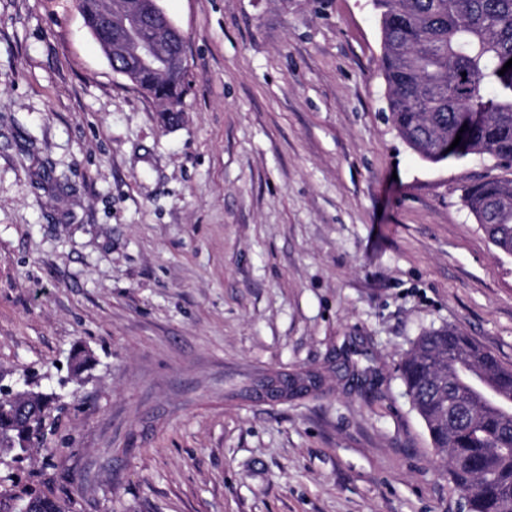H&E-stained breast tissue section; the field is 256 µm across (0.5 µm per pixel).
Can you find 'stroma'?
<instances>
[{
	"instance_id": "1",
	"label": "stroma",
	"mask_w": 512,
	"mask_h": 512,
	"mask_svg": "<svg viewBox=\"0 0 512 512\" xmlns=\"http://www.w3.org/2000/svg\"><path fill=\"white\" fill-rule=\"evenodd\" d=\"M182 117L77 0H0V372L64 406L0 464L73 512H461L397 370L453 325L512 367V257L387 121L373 0H159ZM91 358L67 382L75 351ZM316 370L285 403L240 389ZM130 82L137 84L166 106L165 112L161 113V119L168 123L178 118V107L190 89L186 70L183 76L179 73L174 77L165 78L156 71L142 67L134 72V81Z\"/></svg>"
}]
</instances>
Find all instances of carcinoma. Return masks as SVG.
I'll list each match as a JSON object with an SVG mask.
<instances>
[{
    "mask_svg": "<svg viewBox=\"0 0 512 512\" xmlns=\"http://www.w3.org/2000/svg\"><path fill=\"white\" fill-rule=\"evenodd\" d=\"M381 11L382 74L389 120L424 161L469 154L512 163V0H375ZM90 30L108 35L107 0H78ZM134 83L178 118L187 76L142 67ZM484 113L466 143L448 150L469 113ZM464 203L490 242L512 256V178L464 189ZM433 447L446 453L466 512H512V368L448 326L423 333L398 365ZM23 412L0 398V457L15 461L43 437L51 397L36 392ZM30 512H71L36 490L15 496Z\"/></svg>",
    "mask_w": 512,
    "mask_h": 512,
    "instance_id": "carcinoma-1",
    "label": "carcinoma"
}]
</instances>
